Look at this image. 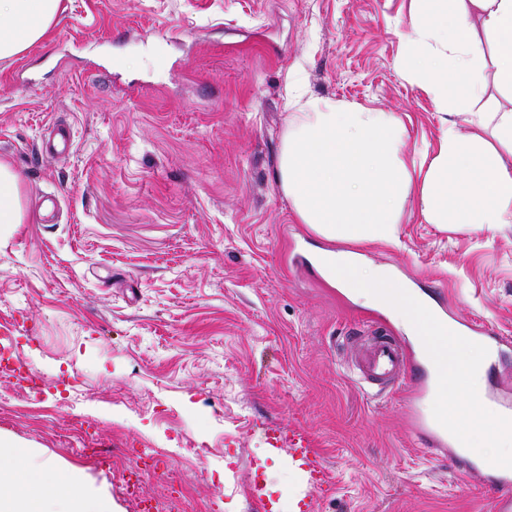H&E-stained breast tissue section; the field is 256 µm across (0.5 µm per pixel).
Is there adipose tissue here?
Instances as JSON below:
<instances>
[{"label": "adipose tissue", "mask_w": 512, "mask_h": 512, "mask_svg": "<svg viewBox=\"0 0 512 512\" xmlns=\"http://www.w3.org/2000/svg\"><path fill=\"white\" fill-rule=\"evenodd\" d=\"M417 2L403 62L443 115L434 153L407 166L404 128L390 112L309 99L288 122L278 184L301 223L324 239L399 246V203L412 188L425 222L439 228L512 224V0ZM60 6L0 0V59L43 39ZM487 71L507 102L470 112ZM463 112L466 123H457ZM24 221L18 175L0 162V237ZM30 457V449L0 436V512H112L106 498L87 491L81 470L35 466Z\"/></svg>", "instance_id": "ef3b65f1"}]
</instances>
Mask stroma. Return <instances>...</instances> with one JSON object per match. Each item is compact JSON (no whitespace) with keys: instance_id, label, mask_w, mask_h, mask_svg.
I'll return each instance as SVG.
<instances>
[{"instance_id":"1","label":"stroma","mask_w":512,"mask_h":512,"mask_svg":"<svg viewBox=\"0 0 512 512\" xmlns=\"http://www.w3.org/2000/svg\"><path fill=\"white\" fill-rule=\"evenodd\" d=\"M412 8L64 0L0 60V160L25 211L0 240V323L44 378L35 406L0 377V435L80 469L112 512H141L133 459L173 512H492L479 479L417 452L403 391L365 393L346 367L372 315L405 330L293 266L346 244L301 224L277 182L297 94L394 113L404 160L436 148L438 108L402 70ZM59 126L73 147L52 159ZM398 227L365 262L512 340V224L444 232L411 193ZM301 432L326 467L312 489L287 453Z\"/></svg>"}]
</instances>
